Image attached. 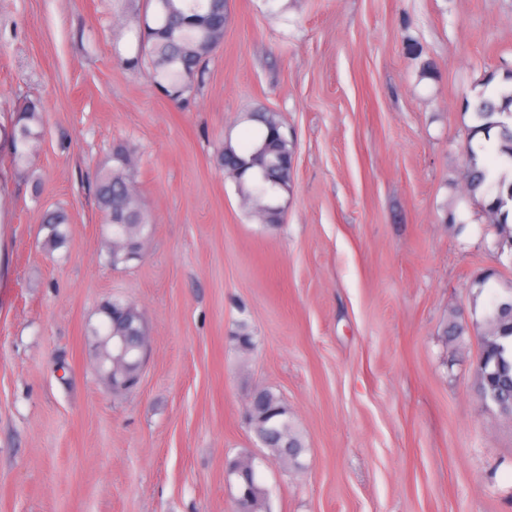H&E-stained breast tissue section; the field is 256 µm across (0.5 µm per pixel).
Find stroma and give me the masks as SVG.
Returning a JSON list of instances; mask_svg holds the SVG:
<instances>
[{"mask_svg":"<svg viewBox=\"0 0 512 512\" xmlns=\"http://www.w3.org/2000/svg\"><path fill=\"white\" fill-rule=\"evenodd\" d=\"M135 24L121 0H0V106L46 108L30 164L0 144V512H234L244 454L268 512H512V420L471 389L512 239L462 190L465 104L512 69V0H228L179 105L124 66ZM258 108L294 138L274 226L220 164ZM117 144L153 231L114 266L93 181ZM114 299L149 338L127 392L96 370ZM261 386L300 468L245 422ZM246 407L247 423L261 446L282 465L298 467L305 451L304 440L281 397L270 388H255Z\"/></svg>","mask_w":512,"mask_h":512,"instance_id":"1","label":"stroma"}]
</instances>
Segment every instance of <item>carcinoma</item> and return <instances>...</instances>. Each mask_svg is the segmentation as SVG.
<instances>
[{"label":"carcinoma","instance_id":"carcinoma-1","mask_svg":"<svg viewBox=\"0 0 512 512\" xmlns=\"http://www.w3.org/2000/svg\"><path fill=\"white\" fill-rule=\"evenodd\" d=\"M136 9L138 32L134 56L122 59L130 70L140 72L150 86L160 89L172 102L180 104L194 90V80L203 76L211 55L224 39L226 0H123ZM495 74L483 83V90L473 104L476 124L471 136L497 129L498 154L512 161V88L488 87ZM249 120L258 130L248 152L240 153L232 145L224 146L221 165L237 182L243 201L265 224H278L281 208L263 202L271 192L288 189L292 180V142L283 131L276 113L260 108L249 113ZM43 105L37 98H28L13 109L8 124L0 126L10 141L13 162L28 163L41 136ZM466 191L473 197H485L491 189L493 198L483 202L482 211L488 224L498 231L508 226L502 212L505 199L512 200V182L488 180V170L479 165L472 144L466 145ZM133 158L122 145L112 149V167L95 182V198L102 216V232L110 246L112 266L126 264L138 257L143 242L152 232V224L136 193L128 171ZM46 224L51 235L61 238L62 228L69 224L62 209L50 212ZM104 320L94 335L123 337L124 362L129 373L137 374L138 357L142 354L144 328L137 309L128 302L114 300L102 309ZM488 328L481 340V354L474 392L484 404H493L512 420V298L496 304L487 320ZM246 420L262 447L283 465H300L305 451L303 436L294 427L288 407L272 389L259 387L249 395ZM230 475L235 478L238 494H247L243 512H265L267 490L261 484L254 459L237 458Z\"/></svg>","mask_w":512,"mask_h":512}]
</instances>
